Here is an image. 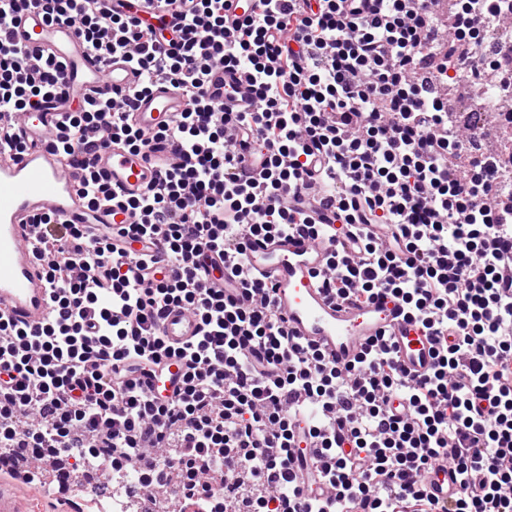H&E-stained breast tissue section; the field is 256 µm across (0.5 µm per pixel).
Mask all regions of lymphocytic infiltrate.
Wrapping results in <instances>:
<instances>
[{"instance_id": "1", "label": "lymphocytic infiltrate", "mask_w": 512, "mask_h": 512, "mask_svg": "<svg viewBox=\"0 0 512 512\" xmlns=\"http://www.w3.org/2000/svg\"><path fill=\"white\" fill-rule=\"evenodd\" d=\"M224 2L145 0L160 22L149 34L104 0H34L138 77L62 113L55 148L84 169L90 209L115 201L139 220L31 219L48 310L36 326L0 315V448L25 450L27 485L49 464L96 463L194 512H512V176L456 168L479 131L448 116L449 87L512 0H456L446 18L439 0H256L232 22ZM23 3L0 0V136L18 153V118L69 94L64 63L13 38ZM220 67L245 74L252 111L208 97ZM162 82L188 107L147 133L135 105ZM170 143L175 162L137 198L116 201L94 166L105 145ZM316 207L328 223H312ZM291 232L335 238L318 279L336 299L406 308L437 344L427 373L409 374L382 338L341 367L290 336L245 255ZM143 238L152 252L132 250ZM208 251L238 296L209 283ZM175 309L198 324L180 343L159 329ZM170 358L179 385L149 391ZM305 446L317 495L294 474ZM442 471L455 486L438 506Z\"/></svg>"}]
</instances>
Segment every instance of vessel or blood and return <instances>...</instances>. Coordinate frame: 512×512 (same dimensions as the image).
I'll return each mask as SVG.
<instances>
[{"label": "vessel or blood", "mask_w": 512, "mask_h": 512, "mask_svg": "<svg viewBox=\"0 0 512 512\" xmlns=\"http://www.w3.org/2000/svg\"><path fill=\"white\" fill-rule=\"evenodd\" d=\"M19 41L35 51L62 59L69 81V98L39 112L25 123L21 134L25 151L0 156V310L10 318L31 325L47 308V288L28 221L36 212H50L68 224H130L131 212L119 207L89 211L77 193L76 169L61 165L52 145L57 117L67 102H78L104 87L132 85L137 77L122 63L101 69L89 58L76 30L67 24H47L40 11L27 8L14 31ZM182 96L160 85L139 102L134 114L138 126L153 131L186 109ZM173 147L156 152L153 161L112 146L98 152L95 165L122 198L142 193L155 183L171 158ZM331 241L314 242L299 235L254 242L248 253L251 266L264 270L274 285V300L289 331L316 344L344 365L352 361L368 340L385 335L396 341L403 365L424 371L432 362L434 346L404 319L401 306L342 305L329 298L317 283L324 269ZM197 323L188 314H171L160 325L162 336L179 342L192 336Z\"/></svg>", "instance_id": "vessel-or-blood-1"}]
</instances>
